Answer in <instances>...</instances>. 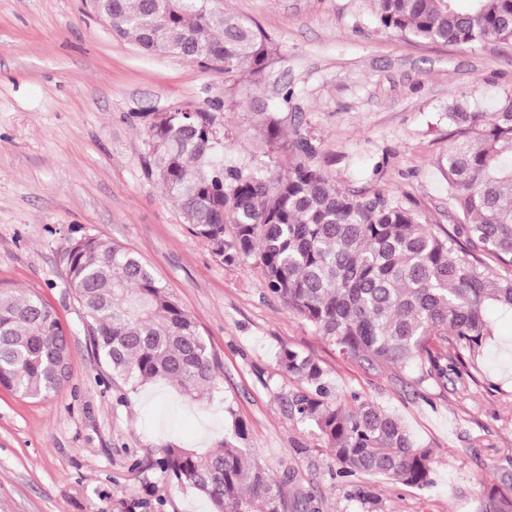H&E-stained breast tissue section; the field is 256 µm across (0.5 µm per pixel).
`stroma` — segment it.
<instances>
[{"instance_id":"stroma-1","label":"stroma","mask_w":512,"mask_h":512,"mask_svg":"<svg viewBox=\"0 0 512 512\" xmlns=\"http://www.w3.org/2000/svg\"><path fill=\"white\" fill-rule=\"evenodd\" d=\"M260 25L279 48L261 77L205 70L113 34L89 0H0V292H36L66 331L71 377L30 400L0 388V512H210L152 468L160 448L217 447L232 419L246 447L319 512H475L486 488L512 496V313L490 309L494 335L462 351V378L419 367L369 369L291 313L263 286L255 259L226 264L189 231L177 202L148 174L142 113L223 105L218 164L262 156L258 118L242 92L276 105L282 138L303 124L317 164L359 193L413 207L439 233L455 217L438 162L451 142L446 109L467 94L512 92V45L423 44L379 31L375 0H212ZM92 234L137 254L192 315L217 365L195 397L163 383H112L83 330L62 256ZM320 361L333 396L370 398L398 415L430 452L424 489L342 476L318 432L291 420L281 397L299 389L277 365L281 347Z\"/></svg>"}]
</instances>
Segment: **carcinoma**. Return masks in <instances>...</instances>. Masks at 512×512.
<instances>
[{
	"instance_id": "obj_1",
	"label": "carcinoma",
	"mask_w": 512,
	"mask_h": 512,
	"mask_svg": "<svg viewBox=\"0 0 512 512\" xmlns=\"http://www.w3.org/2000/svg\"><path fill=\"white\" fill-rule=\"evenodd\" d=\"M378 0L381 30L417 42L471 47L512 43V0ZM113 33L141 49L186 59L226 75H261L276 53L254 22L216 11L209 0H91ZM268 150L250 167L213 164L221 141L218 111L157 113L146 123L148 172L180 206L192 235L233 264L253 258L265 289L334 345L346 360L377 368L418 364L446 379L467 372L461 357L436 343L480 349L493 335L488 309L512 311V276L490 279L483 260L512 264V93L490 112L463 95L448 105L454 140L440 169L457 234L440 235L413 208L375 193L341 188L320 168L308 134L295 130L280 154L279 120L248 95ZM66 282L84 327L112 377L133 385L167 382L192 396L213 387L215 365L195 319L135 253L98 237L72 239L63 256ZM66 333L37 294L0 292V387L23 398L59 391L71 376ZM281 370L301 382L284 400L288 417L313 425L342 476L384 477L431 485L429 451L401 419L359 395L332 396L321 364L283 347ZM233 420L218 447L203 455L167 445L155 465L168 481L207 497L214 512H318L241 443ZM477 512H512L493 487Z\"/></svg>"
}]
</instances>
